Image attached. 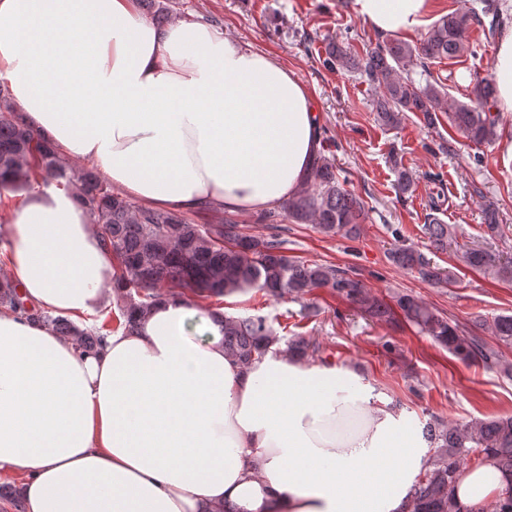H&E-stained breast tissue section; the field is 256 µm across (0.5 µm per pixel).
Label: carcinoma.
<instances>
[{
	"label": "carcinoma",
	"mask_w": 512,
	"mask_h": 512,
	"mask_svg": "<svg viewBox=\"0 0 512 512\" xmlns=\"http://www.w3.org/2000/svg\"><path fill=\"white\" fill-rule=\"evenodd\" d=\"M479 5L470 12L442 16L414 44L381 39L358 54L349 40L332 39L325 48L322 65L344 68L374 88L375 112L382 126L396 129L412 112L422 116L429 127L446 118L448 126L465 138L492 143L500 136V115L492 112L494 82L478 76L469 102H451L430 69L437 61L472 52L466 37L470 25L486 23L488 37L497 34L501 23L498 4L495 0H479ZM416 66L425 77L423 83L412 77ZM391 166L398 193H410L414 187L412 171L396 155ZM344 183L335 160L320 154L312 164L305 188L279 208L263 213L261 220L274 224L284 215L296 224L314 225L325 236L340 234L356 240L368 212L361 197L346 189ZM51 186L72 193L91 222L101 228L100 236L112 253L117 324L112 328L104 321L88 330L67 319L51 320L23 298L14 281H0V311L51 322L56 332L71 337L81 352H97L114 331H136L140 319L166 296L219 300L255 291L269 299L287 297L302 303L300 314L307 318L318 315L320 309L306 302V297L317 288H328L371 320L387 321L400 313L420 333L464 363L478 359L486 366L500 364L498 350L418 296L397 293L389 304L371 294L350 269L288 254V240L280 231L266 237L241 233L219 204L206 207L201 223L191 222L175 212L138 204L114 190L91 167L63 162L24 121L12 101L8 83L0 81V190L43 191ZM423 233L426 250L402 245L389 249L388 258L421 281L444 288L451 283V276L427 253L443 252L457 243L456 230L431 215L423 224ZM463 260L473 270L512 281V261L502 262L482 247L467 249ZM491 329L499 341L512 344V315L495 316ZM280 342L281 337L263 315L224 317V353L244 367ZM285 351L313 359L319 356L320 346L297 337L286 341ZM423 431L431 456L428 469L416 485L409 512H460L454 489L460 469L473 451L512 476V415L474 420L460 427L431 419ZM0 512H26L17 489L0 485Z\"/></svg>",
	"instance_id": "cac0c4a2"
}]
</instances>
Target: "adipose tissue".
Instances as JSON below:
<instances>
[{"label":"adipose tissue","instance_id":"adipose-tissue-1","mask_svg":"<svg viewBox=\"0 0 512 512\" xmlns=\"http://www.w3.org/2000/svg\"><path fill=\"white\" fill-rule=\"evenodd\" d=\"M433 0H354L380 35L415 32ZM492 49L512 114V0ZM0 79L64 161L93 165L141 205L261 211L304 187L321 148L293 70L203 22L157 27L137 0H0ZM5 269L36 308L92 313L112 255L72 194L18 205ZM167 297L93 355L45 322L0 312V469L27 474V512H405L430 449L418 420L351 366L270 345L224 354V314L191 324ZM512 476L466 469L462 506H495Z\"/></svg>","mask_w":512,"mask_h":512}]
</instances>
